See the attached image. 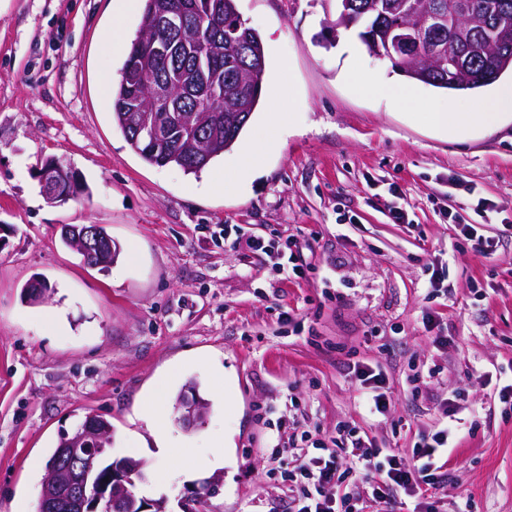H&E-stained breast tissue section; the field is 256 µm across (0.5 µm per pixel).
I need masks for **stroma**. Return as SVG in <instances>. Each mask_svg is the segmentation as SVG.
I'll return each mask as SVG.
<instances>
[{
    "label": "stroma",
    "instance_id": "stroma-1",
    "mask_svg": "<svg viewBox=\"0 0 512 512\" xmlns=\"http://www.w3.org/2000/svg\"><path fill=\"white\" fill-rule=\"evenodd\" d=\"M116 7H0V512H39L60 435L90 413L111 421L113 457L143 461L147 483L162 482L136 493L166 499V512L215 475L210 512H289L280 466L302 436L328 443L346 425L408 458L450 403L467 426L443 455L437 512H512V406L499 398L512 384V125L458 140L354 93L348 50L371 79L395 70L356 29H331L336 0H237L290 121L248 184L205 192L199 176L146 164L112 126L99 78L119 77L127 56L112 49ZM414 89L424 112H474L494 93ZM52 157L79 171L83 195L47 203L38 175ZM398 208L406 223H393ZM463 223L492 255L473 249ZM64 224L105 225L122 256L87 267L60 243ZM228 224L290 247L304 276L225 243ZM36 279L50 290L39 305L25 295ZM53 309L65 329L48 326ZM195 355L223 378L190 364ZM357 362L386 375V414L364 404ZM163 378L169 458L141 411ZM191 384L210 407L187 427L174 398ZM216 433L235 465L212 473L198 463Z\"/></svg>",
    "mask_w": 512,
    "mask_h": 512
}]
</instances>
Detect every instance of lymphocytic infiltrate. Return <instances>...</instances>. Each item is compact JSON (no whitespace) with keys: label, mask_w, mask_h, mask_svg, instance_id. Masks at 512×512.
I'll list each match as a JSON object with an SVG mask.
<instances>
[{"label":"lymphocytic infiltrate","mask_w":512,"mask_h":512,"mask_svg":"<svg viewBox=\"0 0 512 512\" xmlns=\"http://www.w3.org/2000/svg\"><path fill=\"white\" fill-rule=\"evenodd\" d=\"M445 417L441 427L415 444L408 459L375 447L344 426L338 427L331 443L313 441L311 451L299 455L285 471L296 489L292 512H350L349 494L336 490L348 480L379 505L401 493L422 496L423 486L435 483L436 457L448 445L456 409L446 410Z\"/></svg>","instance_id":"lymphocytic-infiltrate-1"}]
</instances>
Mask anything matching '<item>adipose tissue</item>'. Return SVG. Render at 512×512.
<instances>
[{
	"instance_id": "obj_1",
	"label": "adipose tissue",
	"mask_w": 512,
	"mask_h": 512,
	"mask_svg": "<svg viewBox=\"0 0 512 512\" xmlns=\"http://www.w3.org/2000/svg\"><path fill=\"white\" fill-rule=\"evenodd\" d=\"M344 78L357 93L383 95L402 110L416 108L417 98L410 82L396 78L387 82H376L361 78L353 65H346ZM421 118L435 130L458 137L471 130H483L512 121V83L501 86L496 94L486 99L478 111L455 112L450 107H439L422 113Z\"/></svg>"
}]
</instances>
